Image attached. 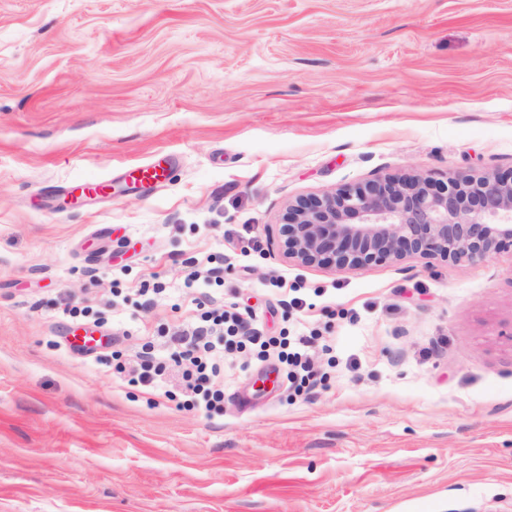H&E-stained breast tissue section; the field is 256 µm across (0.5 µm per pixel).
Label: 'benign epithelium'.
Returning a JSON list of instances; mask_svg holds the SVG:
<instances>
[{
	"instance_id": "benign-epithelium-1",
	"label": "benign epithelium",
	"mask_w": 512,
	"mask_h": 512,
	"mask_svg": "<svg viewBox=\"0 0 512 512\" xmlns=\"http://www.w3.org/2000/svg\"><path fill=\"white\" fill-rule=\"evenodd\" d=\"M288 260L364 270L406 258L485 261L512 248V169L480 176H388L300 197L276 225Z\"/></svg>"
}]
</instances>
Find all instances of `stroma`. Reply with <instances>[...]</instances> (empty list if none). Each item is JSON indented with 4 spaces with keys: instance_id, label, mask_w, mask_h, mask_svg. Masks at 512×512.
I'll return each mask as SVG.
<instances>
[{
    "instance_id": "35a3bbf8",
    "label": "stroma",
    "mask_w": 512,
    "mask_h": 512,
    "mask_svg": "<svg viewBox=\"0 0 512 512\" xmlns=\"http://www.w3.org/2000/svg\"><path fill=\"white\" fill-rule=\"evenodd\" d=\"M510 167L512 0H0V512H512V248L270 244L301 196ZM209 299L311 337L312 389L247 350L211 411L129 383ZM167 177V168L162 160L144 166L132 167L127 171V179L136 187L147 188Z\"/></svg>"
}]
</instances>
